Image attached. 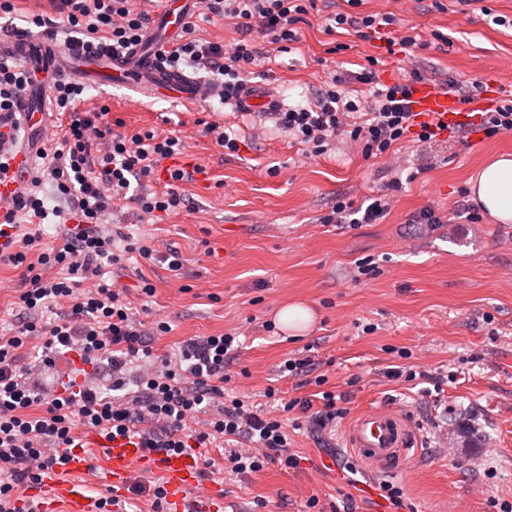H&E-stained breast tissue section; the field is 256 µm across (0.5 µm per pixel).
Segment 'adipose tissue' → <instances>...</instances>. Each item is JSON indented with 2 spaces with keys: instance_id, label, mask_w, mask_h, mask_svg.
I'll list each match as a JSON object with an SVG mask.
<instances>
[{
  "instance_id": "adipose-tissue-1",
  "label": "adipose tissue",
  "mask_w": 512,
  "mask_h": 512,
  "mask_svg": "<svg viewBox=\"0 0 512 512\" xmlns=\"http://www.w3.org/2000/svg\"><path fill=\"white\" fill-rule=\"evenodd\" d=\"M474 200L494 221L512 223V155L482 166L470 180Z\"/></svg>"
}]
</instances>
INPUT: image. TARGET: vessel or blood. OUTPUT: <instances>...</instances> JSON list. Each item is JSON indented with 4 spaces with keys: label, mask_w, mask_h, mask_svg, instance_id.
Listing matches in <instances>:
<instances>
[{
    "label": "vessel or blood",
    "mask_w": 512,
    "mask_h": 512,
    "mask_svg": "<svg viewBox=\"0 0 512 512\" xmlns=\"http://www.w3.org/2000/svg\"><path fill=\"white\" fill-rule=\"evenodd\" d=\"M200 7L199 0H167L163 13L154 17L142 41L127 55L107 53L88 56L77 51H62L52 36L15 34L0 40V57L12 55L26 59L42 78L32 84L19 100L13 120L0 122V132H8L20 123L25 133L13 150L8 174H0V243L15 236L18 227L5 223L6 206L29 180L42 142V132L49 123L50 86L59 79H72L96 89H128L143 98L167 97L171 102L189 105L219 99L231 111L251 115L279 112L283 102L271 83L248 82L225 92L223 83L163 67V50L179 39L187 20ZM412 108L435 120L460 121L462 107L458 99L427 81L412 87ZM350 446L364 461L386 467L412 444L409 428L394 412L370 409L355 421L349 433ZM81 447L68 454L71 472L92 475L103 485L109 498H116L134 478L159 475L166 499L176 512H220L208 492L199 490L200 455L186 448L176 453L155 455L146 452L138 439L109 438L98 432H86ZM100 449L98 462H90L86 451ZM43 487L48 493L50 512H99L97 497L82 483L60 481L55 474H45Z\"/></svg>",
    "instance_id": "vessel-or-blood-1"
}]
</instances>
